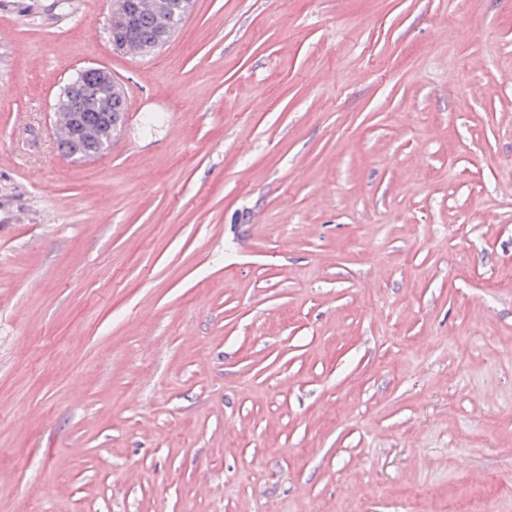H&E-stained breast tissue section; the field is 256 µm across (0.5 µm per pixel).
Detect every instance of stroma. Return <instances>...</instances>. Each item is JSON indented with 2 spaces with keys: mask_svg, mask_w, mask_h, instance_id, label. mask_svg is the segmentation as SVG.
Instances as JSON below:
<instances>
[{
  "mask_svg": "<svg viewBox=\"0 0 512 512\" xmlns=\"http://www.w3.org/2000/svg\"><path fill=\"white\" fill-rule=\"evenodd\" d=\"M109 13L0 0V512H512V0ZM120 1L118 7H125L136 18L132 37L145 44L149 54L162 47L171 36L170 20L174 18L178 21L181 17L185 20L193 7V0H163L155 4H150L148 0ZM87 76H93L101 86L105 85L112 90V94L105 89L100 90L98 93H91L82 102L85 110L90 111L96 121L92 123V127L89 128L86 137L88 142L91 144L103 143L104 147L97 149L85 148L81 139L80 133L84 125L89 121V115L80 110H76L73 106L75 100L82 96L84 89L80 84H73L69 87V93L67 94V100L63 98L56 105V108H69L72 112V125H73V136L68 143H61L56 140V148L58 152L65 158L70 160L78 159L79 161L93 160L109 147L112 139L116 137L120 132L123 125L124 112H114L112 114V122L109 127L110 135L112 139L108 138L106 133V120L109 119L110 114L107 112L116 111H127V100L126 96H122L123 89L121 84L114 79L112 73L108 70L100 67L88 66L82 69ZM122 96V99H112V107H108L109 100L113 97Z\"/></svg>",
  "mask_w": 512,
  "mask_h": 512,
  "instance_id": "1",
  "label": "stroma"
}]
</instances>
